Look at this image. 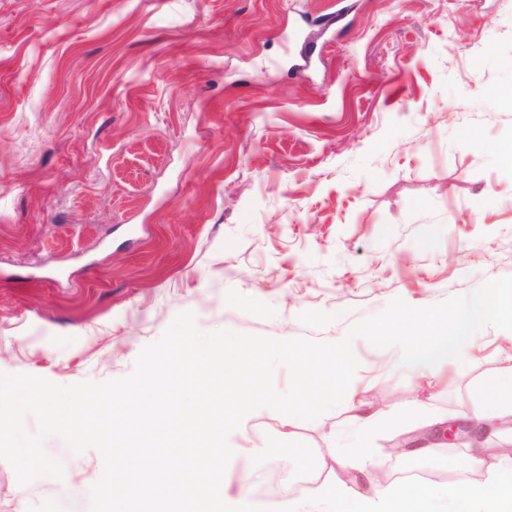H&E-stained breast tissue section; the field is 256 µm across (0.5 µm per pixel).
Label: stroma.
I'll use <instances>...</instances> for the list:
<instances>
[{
	"label": "stroma",
	"mask_w": 512,
	"mask_h": 512,
	"mask_svg": "<svg viewBox=\"0 0 512 512\" xmlns=\"http://www.w3.org/2000/svg\"><path fill=\"white\" fill-rule=\"evenodd\" d=\"M511 148L512 0H0V372L122 378L185 311L333 342L467 295L512 275ZM352 350L368 455L345 464L348 403L253 414L226 469L249 504L316 494L297 448L362 486L468 482L471 449L406 445L480 409L512 331L430 369ZM44 448L62 478L0 460V512H90L100 453Z\"/></svg>",
	"instance_id": "stroma-1"
}]
</instances>
